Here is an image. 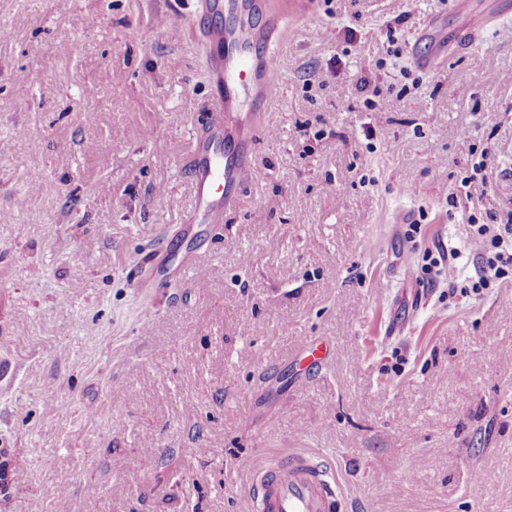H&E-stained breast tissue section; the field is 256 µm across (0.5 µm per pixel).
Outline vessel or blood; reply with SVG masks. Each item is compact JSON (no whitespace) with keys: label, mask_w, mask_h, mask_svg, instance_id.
<instances>
[{"label":"vessel or blood","mask_w":512,"mask_h":512,"mask_svg":"<svg viewBox=\"0 0 512 512\" xmlns=\"http://www.w3.org/2000/svg\"><path fill=\"white\" fill-rule=\"evenodd\" d=\"M214 23L202 35L210 46L209 74L218 88L213 123L194 141L195 197L201 223L219 226L237 194L258 181L262 173L252 159L249 125L280 88L272 79L277 68L273 51L258 55L252 47L271 42L282 24L281 14L268 0H239V23L224 28L227 0H206ZM264 11V27L251 16ZM167 270L155 260L134 264L136 287L166 280ZM253 512H340L344 494L334 469L320 456L296 451L270 458L251 483Z\"/></svg>","instance_id":"vessel-or-blood-1"}]
</instances>
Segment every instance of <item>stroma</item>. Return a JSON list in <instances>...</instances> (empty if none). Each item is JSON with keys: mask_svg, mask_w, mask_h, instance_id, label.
<instances>
[{"mask_svg": "<svg viewBox=\"0 0 512 512\" xmlns=\"http://www.w3.org/2000/svg\"><path fill=\"white\" fill-rule=\"evenodd\" d=\"M198 4L0 0V512H251L291 450L334 463L344 512H512V277L476 296L461 263L424 269L472 241L448 199L483 147V204L512 210V0H473L472 43L451 0L289 10L264 178L193 226L198 271L141 289L137 260L186 247ZM365 76L406 92L367 109Z\"/></svg>", "mask_w": 512, "mask_h": 512, "instance_id": "obj_1", "label": "stroma"}]
</instances>
